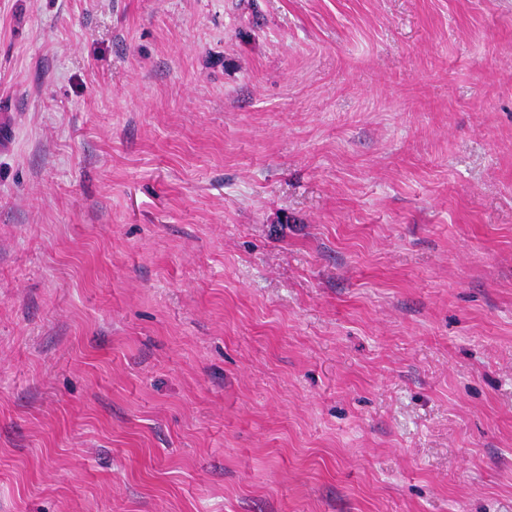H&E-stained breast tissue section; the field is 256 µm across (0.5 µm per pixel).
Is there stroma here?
Wrapping results in <instances>:
<instances>
[{"mask_svg":"<svg viewBox=\"0 0 512 512\" xmlns=\"http://www.w3.org/2000/svg\"><path fill=\"white\" fill-rule=\"evenodd\" d=\"M0 512H512V0H0Z\"/></svg>","mask_w":512,"mask_h":512,"instance_id":"35a3bbf8","label":"stroma"}]
</instances>
